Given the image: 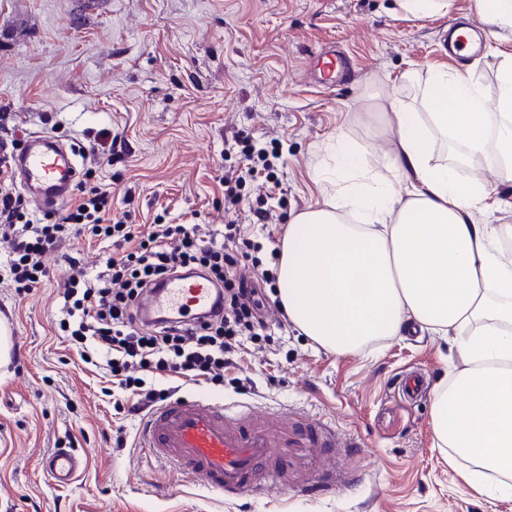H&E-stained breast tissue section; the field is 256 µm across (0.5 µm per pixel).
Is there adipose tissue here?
Returning <instances> with one entry per match:
<instances>
[{"mask_svg":"<svg viewBox=\"0 0 512 512\" xmlns=\"http://www.w3.org/2000/svg\"><path fill=\"white\" fill-rule=\"evenodd\" d=\"M426 111L393 101L387 174L358 145L327 146L321 204L289 222L278 253L281 308L305 336L339 355L420 327L451 339L463 367L433 394L436 445L496 474L490 495L512 498V225L481 221L490 196L460 167L482 159L512 182V56L495 101L472 72L429 70ZM457 145L434 159L433 142ZM404 191H397V184Z\"/></svg>","mask_w":512,"mask_h":512,"instance_id":"obj_1","label":"adipose tissue"}]
</instances>
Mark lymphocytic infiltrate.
I'll return each mask as SVG.
<instances>
[{
    "mask_svg": "<svg viewBox=\"0 0 512 512\" xmlns=\"http://www.w3.org/2000/svg\"><path fill=\"white\" fill-rule=\"evenodd\" d=\"M241 146L237 169L224 174V200L240 202L239 187L258 176H272L274 163L249 136L234 134ZM112 194L95 185L57 223L36 224L25 217L24 201L11 188H0V243L18 292L38 287L52 277L44 262L66 239L84 233L112 247L103 271L88 276L76 257H69L63 277L59 328L79 360L105 370L125 394L129 409L141 413L162 405L180 384L223 385L225 370L235 367L245 340L267 336L260 297L275 288L273 272L255 278L241 274L249 254L235 225L222 237H205L197 224H154L148 231L112 219ZM200 273L219 288L218 306L192 320L174 319L152 326L138 323L134 304L151 286L175 273Z\"/></svg>",
    "mask_w": 512,
    "mask_h": 512,
    "instance_id": "lymphocytic-infiltrate-1",
    "label": "lymphocytic infiltrate"
}]
</instances>
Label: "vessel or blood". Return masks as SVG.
Wrapping results in <instances>:
<instances>
[{"mask_svg":"<svg viewBox=\"0 0 512 512\" xmlns=\"http://www.w3.org/2000/svg\"><path fill=\"white\" fill-rule=\"evenodd\" d=\"M345 66L332 54L314 57L312 67L323 81L335 84ZM77 151L46 133L32 134L13 167L25 189L46 210L66 201L78 178ZM217 300L214 285L204 275L175 274L137 303V317L152 324L181 313L203 315ZM150 455L180 473L202 478L227 498L258 495L280 482L288 468L289 449L307 448L312 460L325 449L344 448L348 442L331 432L310 427L270 430L248 424L236 406L183 393L151 411L140 431ZM83 467L82 458L59 448L43 460L52 482L69 483Z\"/></svg>","mask_w":512,"mask_h":512,"instance_id":"b4317fda","label":"vessel or blood"}]
</instances>
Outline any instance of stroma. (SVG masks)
<instances>
[{
    "label": "stroma",
    "mask_w": 512,
    "mask_h": 512,
    "mask_svg": "<svg viewBox=\"0 0 512 512\" xmlns=\"http://www.w3.org/2000/svg\"><path fill=\"white\" fill-rule=\"evenodd\" d=\"M474 9V0H453L447 14L419 20L397 0H0V142L46 132L77 145L79 171L112 191L113 216L215 233L239 225L258 246L259 269L273 270L291 218L321 199L314 175L331 139L359 143L385 172L396 132L375 106L419 105L417 84L434 65L466 66L495 97L512 42ZM467 12L484 46L462 62L444 52L441 32ZM325 46L353 62L332 89L311 69ZM105 128L122 142L109 162L90 150ZM237 130L281 155L264 225L247 210L255 183L241 189L246 209L224 204V173L240 158L225 153L224 138ZM58 287L56 277L20 295L0 272V319L12 344L0 365V512H512V499L464 482L468 461L450 465L437 448L431 394L411 400L400 390L409 372L435 388L462 368L448 342L416 331L377 352L339 356L292 327L249 343L238 366L256 393L203 384L196 394L306 417L358 452L342 487H320L301 470L287 484L229 500L140 448L141 415L116 414L122 391L63 342ZM60 447L85 467L56 485L41 459ZM305 484L311 493H299Z\"/></svg>",
    "instance_id": "1"
}]
</instances>
